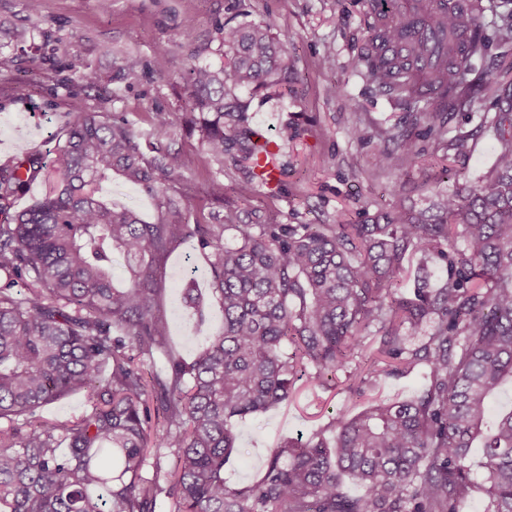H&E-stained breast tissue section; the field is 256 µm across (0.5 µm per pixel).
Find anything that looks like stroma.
Masks as SVG:
<instances>
[{
    "label": "stroma",
    "instance_id": "35a3bbf8",
    "mask_svg": "<svg viewBox=\"0 0 512 512\" xmlns=\"http://www.w3.org/2000/svg\"><path fill=\"white\" fill-rule=\"evenodd\" d=\"M373 0H111L101 11L96 0H41L30 14L25 0H0V169L28 154L51 158L69 119L73 100L126 117L143 137L153 135L157 119L170 133L166 144L183 158L181 179L170 192L180 197L190 224L222 223L233 207L245 223H263L276 215L283 224H369L390 209L397 186L408 203L423 208L434 189H453L477 181L494 164L497 143L485 126L512 102V42L501 41L503 17L512 0H479L484 48L469 59L468 90L461 96L418 103L371 84L361 63L372 38ZM196 20L195 45L200 63L220 66L223 49L216 20L269 25L288 44L287 79L255 91L227 86L232 112H244L249 127H264L277 147V188L255 185L240 198L246 160L207 154L199 128L189 126L183 78L193 45L181 36L185 17ZM86 59L101 77L86 87L69 70L72 56ZM141 62L127 73V59ZM336 85V95L325 89ZM448 121L446 148L429 130L424 112ZM409 131L416 162L407 176L378 170L375 156L389 148L390 135ZM447 179H438L440 164ZM113 204L135 210L154 222L157 200L113 175L104 190ZM194 279L201 289L211 281L209 262L195 243L178 245L166 261L163 306L171 345L185 359L223 325L217 299L206 297L205 320L195 323L184 307L180 287ZM298 393L287 404L253 416L237 426L239 451L226 466L230 486L250 483L270 448L288 438H305L324 427L329 411L347 409L356 396L337 377L335 388L313 390L297 381Z\"/></svg>",
    "mask_w": 512,
    "mask_h": 512
}]
</instances>
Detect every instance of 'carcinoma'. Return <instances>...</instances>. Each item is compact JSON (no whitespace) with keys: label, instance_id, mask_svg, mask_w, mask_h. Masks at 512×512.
<instances>
[{"label":"carcinoma","instance_id":"cac0c4a2","mask_svg":"<svg viewBox=\"0 0 512 512\" xmlns=\"http://www.w3.org/2000/svg\"><path fill=\"white\" fill-rule=\"evenodd\" d=\"M434 2L418 0L427 25L472 29L468 53L479 52L478 6L456 15ZM216 33L227 66L191 64L187 106L211 157L235 150L251 161L257 142L244 113H224V85H280L288 49L259 24L226 20ZM365 63L369 81L410 98L467 86L450 43L416 71ZM70 68L99 84L84 60ZM490 128L494 168L436 193L428 210L397 205L373 224H244L236 211L222 224H188L166 187L181 177L180 153L159 138L148 160L130 121L73 101L51 160L30 154L0 177V512H156L163 496L174 512H460L475 488L467 458L477 441L483 512H512V407L489 422L512 383V112L496 113ZM408 138L391 136L395 148L376 166L412 167ZM114 172L157 199L155 222L104 199ZM39 177L52 180L49 192L9 211ZM227 229L233 244L223 242ZM189 239L209 250L224 312L223 330L190 362L169 346L161 303L163 260ZM116 253L127 259L120 279ZM430 261L446 273L434 288ZM182 296L203 317L193 282ZM158 358L163 367L147 370ZM417 369L426 370L419 394L336 412L306 439L271 449L254 481L227 485L236 424L289 401L300 378L328 389L343 373L359 380L349 385L359 395ZM76 391L87 392L88 412L41 415ZM162 448L171 450L164 484L145 476L151 455L161 471ZM347 477L363 495L344 491Z\"/></svg>","mask_w":512,"mask_h":512}]
</instances>
